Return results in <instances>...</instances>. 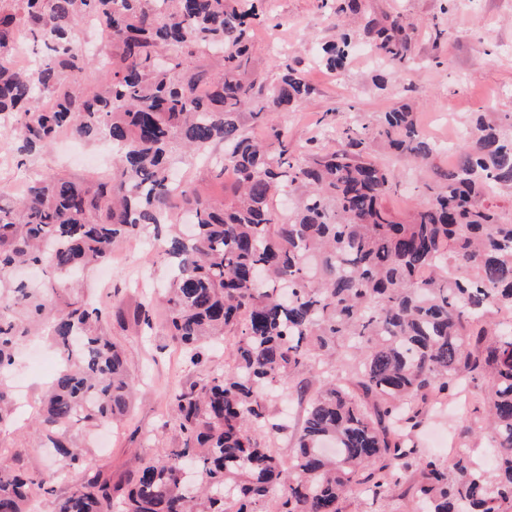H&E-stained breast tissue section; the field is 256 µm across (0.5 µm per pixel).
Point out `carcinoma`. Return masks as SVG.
<instances>
[{"instance_id": "carcinoma-1", "label": "carcinoma", "mask_w": 512, "mask_h": 512, "mask_svg": "<svg viewBox=\"0 0 512 512\" xmlns=\"http://www.w3.org/2000/svg\"><path fill=\"white\" fill-rule=\"evenodd\" d=\"M0 4V124L17 129L18 165L63 132L112 147V177L82 186L58 175L26 182L0 204V427L14 413L7 373L19 348L46 328L65 364L38 408V438L78 464L67 430L124 416L137 376L96 306L79 290L90 267L121 241L149 234L173 261L158 301L166 331L188 370L204 377L173 393L181 441L133 472L117 496L99 472L75 486L58 512H344L348 489L372 499L395 492L397 473L419 474L401 496L414 512H499L512 498V326L486 328L512 311V113L478 117L435 172L429 199L396 218L384 199L396 176L357 127L322 136L340 147L298 151L275 120L314 88L299 63L283 60L268 83L256 71L261 0H16ZM336 24L364 14L363 0H321ZM95 19L112 56L93 94L71 35ZM48 58L13 68L21 31ZM413 27L383 14L366 21L369 49L396 76L413 62ZM349 34L322 48L321 64L343 69ZM219 55L217 76L196 65ZM56 98L50 111L44 95ZM264 120L266 137L248 127ZM379 142L414 163L436 146L403 105L377 118ZM215 177L235 172L224 196L201 194L176 174L178 146L206 152ZM508 199V206L500 201ZM237 337L235 364L208 371L207 341ZM317 384L284 461L270 441L288 432L269 397L302 372ZM481 384L491 447L489 469L464 455L452 463L418 447L412 433L431 405ZM36 483L0 458V512H27Z\"/></svg>"}]
</instances>
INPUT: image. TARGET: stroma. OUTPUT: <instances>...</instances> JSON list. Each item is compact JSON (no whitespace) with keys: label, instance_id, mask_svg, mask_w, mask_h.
Instances as JSON below:
<instances>
[{"label":"stroma","instance_id":"35a3bbf8","mask_svg":"<svg viewBox=\"0 0 512 512\" xmlns=\"http://www.w3.org/2000/svg\"><path fill=\"white\" fill-rule=\"evenodd\" d=\"M372 15L402 13L416 33L412 68L391 79L385 89L371 82L373 61L355 53L342 72H333L315 61L321 44L335 40L336 30L320 7V0H265L263 9L275 26L276 39L266 31L255 37L256 65L262 77L275 80L283 58L300 61L315 95L280 119L298 147L308 146L317 133L323 112L334 109L338 127L353 124L363 128L371 147H378L377 113L411 99L416 101V122L423 134L440 149L427 167L409 168L399 157L381 154L386 167L398 176L397 193L386 200L397 215H405L417 201L427 199L434 172L447 168L452 158L445 145L456 127L468 125L477 115L493 118L498 112H512V0H364ZM439 24L448 37L434 43L430 24ZM104 149L94 141H81L64 134L48 148L28 157L17 177L55 174L82 185L100 180L96 162ZM107 280L97 272L84 279V294L93 301L134 311L145 295L162 285L168 273L166 261L142 238H128L114 249ZM154 331L141 335L134 322L118 326L109 321L108 330L133 360L141 381L131 411L124 420L107 423L90 431L72 427L70 435L82 446L79 466L69 468L58 461L51 449L36 447L27 420L0 431V457L19 458L21 465L37 477H49L47 488H34V512H56L58 502L86 477L101 472L114 484L127 483L135 459L152 460L179 439L173 420L171 388L174 379L197 380L194 372L181 370V351L165 329L162 305L152 309ZM60 363L48 347L23 348L12 371L17 391L28 397L29 412H36L45 384ZM485 411L483 394L474 388L449 401L446 410L432 415L418 433L422 448L441 456L450 449L485 460L488 439L481 426Z\"/></svg>","mask_w":512,"mask_h":512}]
</instances>
